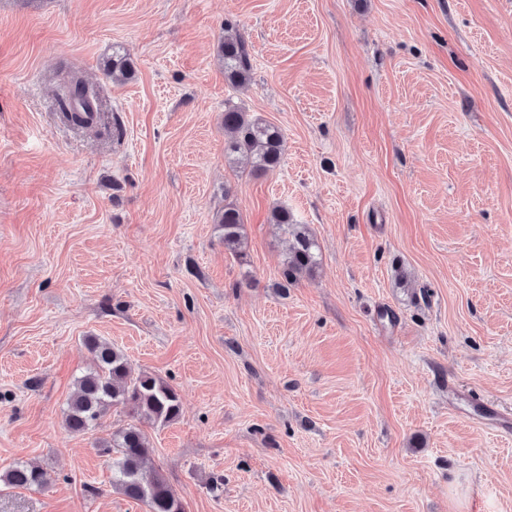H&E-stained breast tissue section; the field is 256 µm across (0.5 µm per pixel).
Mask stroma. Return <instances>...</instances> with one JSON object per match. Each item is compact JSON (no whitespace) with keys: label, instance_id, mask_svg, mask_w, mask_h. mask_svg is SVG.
<instances>
[{"label":"stroma","instance_id":"1","mask_svg":"<svg viewBox=\"0 0 512 512\" xmlns=\"http://www.w3.org/2000/svg\"><path fill=\"white\" fill-rule=\"evenodd\" d=\"M228 105L283 130L275 171L227 162ZM276 207L319 246L289 286ZM89 335L177 388L143 429L187 512H512V428L480 422L512 413V0H0V471L49 477L0 512H147L98 447L127 417L64 425ZM224 67V79L233 87H242L251 79L252 62L247 42L241 36L225 37L218 46ZM60 91L61 115L67 122L88 128L90 122L100 121V100L94 86L71 74L64 80ZM243 224V217L238 208L230 203L224 205L217 219V228L224 248L239 259L246 258Z\"/></svg>","mask_w":512,"mask_h":512}]
</instances>
